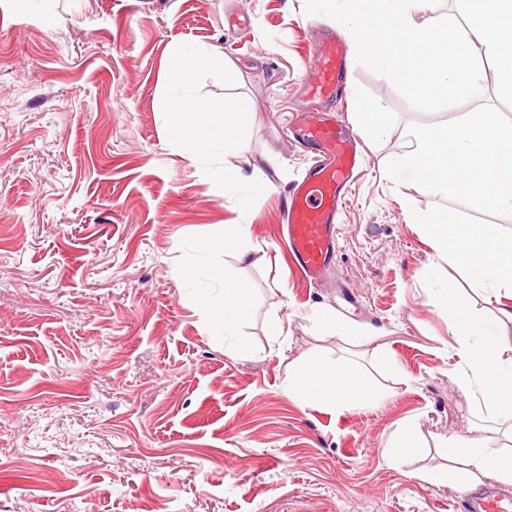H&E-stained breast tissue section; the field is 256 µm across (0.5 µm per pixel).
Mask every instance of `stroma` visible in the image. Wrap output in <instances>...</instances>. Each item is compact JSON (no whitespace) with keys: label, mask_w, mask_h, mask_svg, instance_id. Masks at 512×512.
Returning a JSON list of instances; mask_svg holds the SVG:
<instances>
[{"label":"stroma","mask_w":512,"mask_h":512,"mask_svg":"<svg viewBox=\"0 0 512 512\" xmlns=\"http://www.w3.org/2000/svg\"><path fill=\"white\" fill-rule=\"evenodd\" d=\"M305 0H0V512H463L448 443L512 452L456 379L464 361L441 302L497 320L489 290L438 260L408 212L491 224L512 211L423 188L399 170L416 126L492 109L482 96L413 107L354 60L351 33ZM352 58L333 105L362 146L337 251L318 284L280 239L285 197L313 163L292 139L315 30ZM220 59L189 91L256 115L224 176L189 161L166 128L167 47ZM237 71L225 73L224 61ZM366 112L384 128L367 134ZM240 250L210 253L225 222ZM249 307L215 334L224 282ZM297 360L375 386L369 410L290 393Z\"/></svg>","instance_id":"obj_1"}]
</instances>
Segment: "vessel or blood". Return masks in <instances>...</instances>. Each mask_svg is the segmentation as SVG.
I'll use <instances>...</instances> for the list:
<instances>
[{"instance_id": "vessel-or-blood-1", "label": "vessel or blood", "mask_w": 512, "mask_h": 512, "mask_svg": "<svg viewBox=\"0 0 512 512\" xmlns=\"http://www.w3.org/2000/svg\"><path fill=\"white\" fill-rule=\"evenodd\" d=\"M314 77L303 87L308 107L299 115L293 138L316 154L313 167L288 192L284 210L288 253L309 281H319L330 268L336 249L334 226L339 204L361 151L338 113L326 105L336 98L347 71L342 45L328 33L314 38ZM466 512H512V497L491 488L465 494Z\"/></svg>"}]
</instances>
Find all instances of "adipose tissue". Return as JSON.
<instances>
[{
    "label": "adipose tissue",
    "instance_id": "adipose-tissue-1",
    "mask_svg": "<svg viewBox=\"0 0 512 512\" xmlns=\"http://www.w3.org/2000/svg\"><path fill=\"white\" fill-rule=\"evenodd\" d=\"M211 62L209 55L171 43L167 51L168 76L188 88L194 75ZM255 120L254 113L234 112L221 102H198L185 96L168 104L167 127L182 151L198 156L221 150L226 174H234L240 143ZM413 151L402 159L404 168L425 188L459 193L490 206L512 210V125L499 113L483 110L468 113L464 122L436 130H413ZM421 225L437 256L452 263L462 277L477 287L502 293V316L512 321V240L503 239L491 225L457 224L446 215H411ZM443 302L450 313L449 328L466 367L457 377L459 387L480 394L492 415L512 418V343L497 340L486 319L451 296ZM288 387L310 400L334 407L367 410L378 405L380 393L350 373L308 361L294 362ZM453 457L467 461L478 471L494 472L512 483V455L476 447L465 438L450 442Z\"/></svg>",
    "mask_w": 512,
    "mask_h": 512
}]
</instances>
